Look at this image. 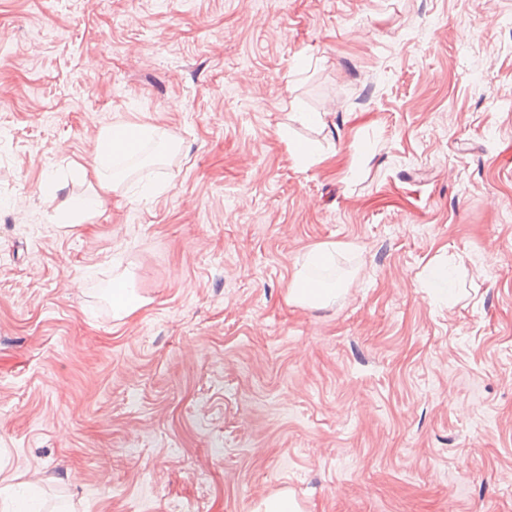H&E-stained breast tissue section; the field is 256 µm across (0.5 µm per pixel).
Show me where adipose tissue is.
<instances>
[{"label":"adipose tissue","instance_id":"adipose-tissue-1","mask_svg":"<svg viewBox=\"0 0 512 512\" xmlns=\"http://www.w3.org/2000/svg\"><path fill=\"white\" fill-rule=\"evenodd\" d=\"M157 134V128L149 124H120L106 130L98 139L91 164V175L97 190L104 194L116 190L122 181L118 164L141 153ZM335 250V245L323 244L307 253L304 265L294 272L289 282V302L324 308L335 301L341 290L340 285L336 281H325L318 277L319 271L332 262Z\"/></svg>","mask_w":512,"mask_h":512}]
</instances>
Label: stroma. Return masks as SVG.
<instances>
[{"label": "stroma", "instance_id": "1", "mask_svg": "<svg viewBox=\"0 0 512 512\" xmlns=\"http://www.w3.org/2000/svg\"><path fill=\"white\" fill-rule=\"evenodd\" d=\"M120 123L177 150L99 199ZM323 243L343 293L290 304ZM17 475L44 512H512V0H0ZM85 216L84 203L78 199L69 198L59 209L55 210L50 220L53 224L68 228L81 224ZM128 281L125 276L112 280V317L119 319L134 312L142 303L141 300L129 292ZM126 296V297H125ZM301 505L295 497L282 490L263 497L257 504L254 512H302Z\"/></svg>", "mask_w": 512, "mask_h": 512}]
</instances>
